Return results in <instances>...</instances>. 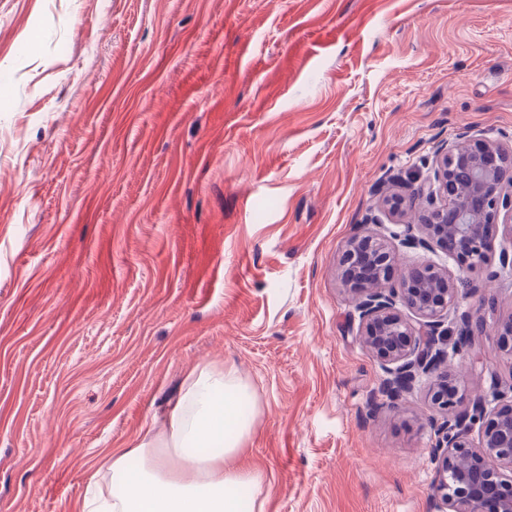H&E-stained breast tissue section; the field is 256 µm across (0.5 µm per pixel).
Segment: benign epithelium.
Here are the masks:
<instances>
[{
  "mask_svg": "<svg viewBox=\"0 0 512 512\" xmlns=\"http://www.w3.org/2000/svg\"><path fill=\"white\" fill-rule=\"evenodd\" d=\"M471 167V196L482 205L480 220L448 223L459 209L453 189L457 164ZM424 202L427 222H403L388 234L356 232L338 261L342 287L352 296L359 338L387 374L382 393L390 403L430 380L429 400L445 414L431 450L435 464L432 497L448 512H512V399L497 388L492 399L467 397L447 370L448 337L454 352L475 355V338L486 331L483 315L451 314L459 303L457 278L435 262L409 266L389 284L398 263L394 242L406 249L435 245L472 270L491 260V241L499 224L512 228V148L468 135L437 151L433 178L408 198L390 195L382 208L393 216ZM412 313L414 323L398 311ZM500 351L512 356V318L496 333ZM499 402L490 408L491 402ZM481 426L478 440L470 438Z\"/></svg>",
  "mask_w": 512,
  "mask_h": 512,
  "instance_id": "benign-epithelium-1",
  "label": "benign epithelium"
}]
</instances>
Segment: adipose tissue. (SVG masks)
I'll list each match as a JSON object with an SVG mask.
<instances>
[{
	"label": "adipose tissue",
	"mask_w": 512,
	"mask_h": 512,
	"mask_svg": "<svg viewBox=\"0 0 512 512\" xmlns=\"http://www.w3.org/2000/svg\"><path fill=\"white\" fill-rule=\"evenodd\" d=\"M245 392L233 370L207 366L194 372L168 414L163 439L138 446L143 468L131 472L126 453L113 455L112 478L121 489L117 501L91 488L81 512H240L241 488L263 486L260 472L237 463L252 432L239 408ZM160 447L178 457L179 470L164 466L156 453Z\"/></svg>",
	"instance_id": "obj_1"
}]
</instances>
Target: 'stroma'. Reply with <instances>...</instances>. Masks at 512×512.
Wrapping results in <instances>:
<instances>
[{
    "mask_svg": "<svg viewBox=\"0 0 512 512\" xmlns=\"http://www.w3.org/2000/svg\"><path fill=\"white\" fill-rule=\"evenodd\" d=\"M0 512H81L191 373L250 388L245 512H437L427 382L385 373L337 258L463 135L512 145V0H0ZM461 274L483 365L512 279Z\"/></svg>",
    "mask_w": 512,
    "mask_h": 512,
    "instance_id": "35a3bbf8",
    "label": "stroma"
}]
</instances>
